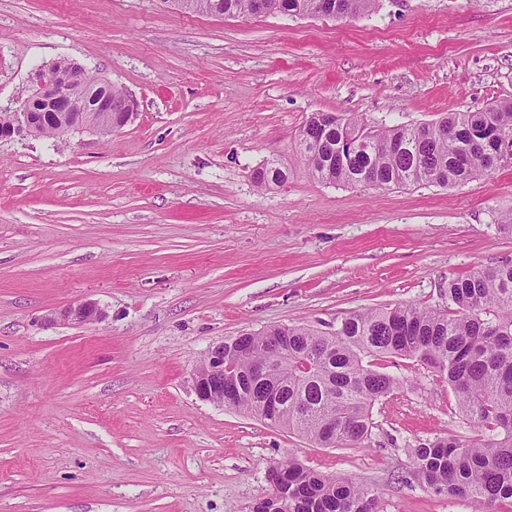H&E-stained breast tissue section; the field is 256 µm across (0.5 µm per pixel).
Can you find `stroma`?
<instances>
[{
	"mask_svg": "<svg viewBox=\"0 0 512 512\" xmlns=\"http://www.w3.org/2000/svg\"><path fill=\"white\" fill-rule=\"evenodd\" d=\"M68 60L137 114L109 134L0 141V512H253L295 459L375 489L382 512H474L413 450L474 437L446 383L402 388L366 447L323 448L200 401L210 346L283 325L445 306L451 277L512 263V167L443 188L325 184L296 136L314 112L419 124L512 99V0H382L335 21L189 14L169 0H0V109ZM278 163L266 189L252 173ZM100 323L49 322L80 301ZM265 170L262 171L261 167L257 168L253 173L254 182L258 187L267 188L271 185H279L285 183L288 179V174L285 170L274 164L264 165Z\"/></svg>",
	"mask_w": 512,
	"mask_h": 512,
	"instance_id": "35a3bbf8",
	"label": "stroma"
}]
</instances>
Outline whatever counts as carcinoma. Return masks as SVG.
Wrapping results in <instances>:
<instances>
[{
    "label": "carcinoma",
    "mask_w": 512,
    "mask_h": 512,
    "mask_svg": "<svg viewBox=\"0 0 512 512\" xmlns=\"http://www.w3.org/2000/svg\"><path fill=\"white\" fill-rule=\"evenodd\" d=\"M182 11L224 17L251 13L254 0H180ZM266 14L336 19L366 16L381 0H264ZM296 149L318 181L368 186H459L512 166V99L450 112L422 125L379 127L359 116L314 112ZM261 188L287 181L274 164L256 169ZM448 304L409 303L345 317L335 334L301 326L224 341V371L241 379L234 408L326 448H360L371 436L370 409L402 387L369 356L405 357L445 382L477 438L440 437L414 449L418 478L439 494L484 506L512 501V263L448 279ZM283 337L271 350L268 338ZM273 368L265 381L253 368ZM255 512H379L370 486L289 460L273 471Z\"/></svg>",
    "instance_id": "cac0c4a2"
}]
</instances>
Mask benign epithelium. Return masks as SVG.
Instances as JSON below:
<instances>
[{"label":"benign epithelium","instance_id":"benign-epithelium-1","mask_svg":"<svg viewBox=\"0 0 512 512\" xmlns=\"http://www.w3.org/2000/svg\"><path fill=\"white\" fill-rule=\"evenodd\" d=\"M86 68L72 64L66 69L45 66L38 71L34 95L43 96L50 110L60 115L61 132L69 135L76 130L89 129L100 134H108L117 129V125H126L134 116L136 103L128 95L121 98L119 111H113L112 81L98 78L88 95L76 100L69 94L70 87L83 82ZM40 125L30 120L27 112H12L10 120L0 117V138L14 136H40ZM107 311L93 301L73 304L57 315H51L48 321L61 318L74 324L85 325L102 322ZM192 389L203 402L222 406L231 404L238 392V382L232 375L224 373V343L213 345L206 352L202 367L196 369L190 378Z\"/></svg>","mask_w":512,"mask_h":512}]
</instances>
